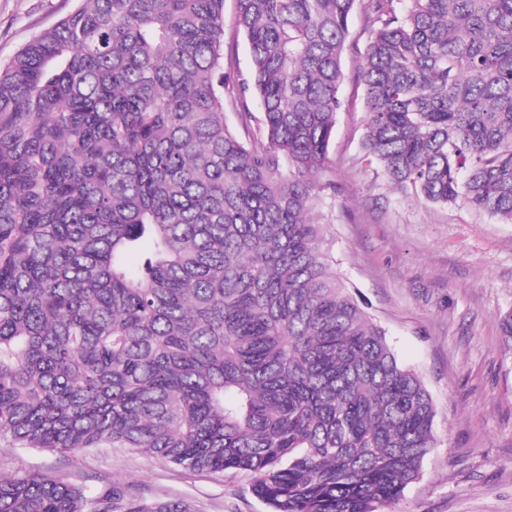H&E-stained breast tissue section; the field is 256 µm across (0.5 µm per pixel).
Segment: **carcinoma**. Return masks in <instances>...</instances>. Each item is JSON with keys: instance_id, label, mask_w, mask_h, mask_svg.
I'll return each mask as SVG.
<instances>
[{"instance_id": "1", "label": "carcinoma", "mask_w": 512, "mask_h": 512, "mask_svg": "<svg viewBox=\"0 0 512 512\" xmlns=\"http://www.w3.org/2000/svg\"><path fill=\"white\" fill-rule=\"evenodd\" d=\"M225 2L82 0L0 67V436L246 471L272 512H383L435 407L321 224L350 19L369 162L512 222V0H232L245 75ZM0 512L189 508L20 471ZM225 54L227 55L228 44L235 43V52H233V64L243 73H246L249 66V50L242 35L235 38V29L233 25L232 1L225 3Z\"/></svg>"}]
</instances>
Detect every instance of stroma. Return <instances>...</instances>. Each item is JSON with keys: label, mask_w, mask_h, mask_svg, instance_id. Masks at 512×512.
<instances>
[{"label": "stroma", "mask_w": 512, "mask_h": 512, "mask_svg": "<svg viewBox=\"0 0 512 512\" xmlns=\"http://www.w3.org/2000/svg\"><path fill=\"white\" fill-rule=\"evenodd\" d=\"M80 0H0V63ZM354 12L343 58L328 177L320 207L332 266L385 333L395 356L423 379L437 442L420 476L389 512H512V347L500 320L512 311V223L469 206L415 200L375 173L362 148L363 88L355 75L366 41ZM57 474L93 490L120 480L143 499L192 512H270L246 472L190 471L131 448L76 454L0 439V475Z\"/></svg>", "instance_id": "1"}]
</instances>
